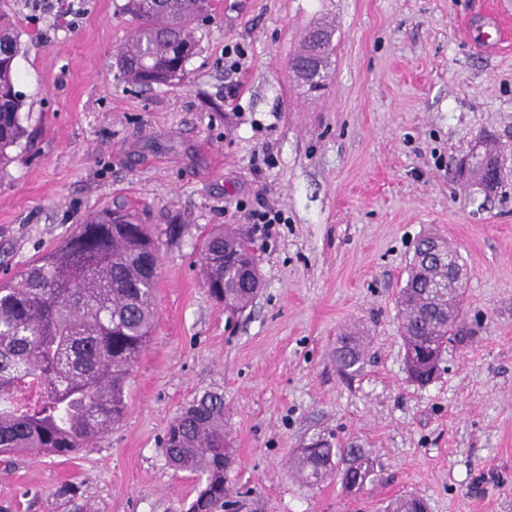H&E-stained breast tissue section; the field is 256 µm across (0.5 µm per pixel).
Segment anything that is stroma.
Wrapping results in <instances>:
<instances>
[{
	"label": "stroma",
	"instance_id": "stroma-1",
	"mask_svg": "<svg viewBox=\"0 0 512 512\" xmlns=\"http://www.w3.org/2000/svg\"><path fill=\"white\" fill-rule=\"evenodd\" d=\"M0 0L12 15L33 147L0 164V274L22 271L95 211L124 206L160 238L153 335L123 419L69 458L0 463L9 512H185L198 490L161 452L194 399L224 398L245 512H512V0H211L177 83L142 89L115 54L123 0ZM332 32L330 79L289 67L306 33ZM243 71L226 73L230 48ZM492 152L501 188L473 185ZM280 213L260 231V200ZM223 224L255 242L262 285L231 318L203 284L200 246ZM452 241L470 277L458 342L410 381L397 301L415 242ZM366 333L358 372L336 339ZM362 449L376 481L345 495L290 474L318 436ZM72 485L75 495L57 491Z\"/></svg>",
	"mask_w": 512,
	"mask_h": 512
}]
</instances>
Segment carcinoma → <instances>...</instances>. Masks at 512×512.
<instances>
[{
	"instance_id": "carcinoma-1",
	"label": "carcinoma",
	"mask_w": 512,
	"mask_h": 512,
	"mask_svg": "<svg viewBox=\"0 0 512 512\" xmlns=\"http://www.w3.org/2000/svg\"><path fill=\"white\" fill-rule=\"evenodd\" d=\"M210 0H124L133 22L116 53L133 84H168L187 75L196 28ZM21 41L0 12V163L8 150L30 143L15 61ZM250 242L234 229L214 228L202 246L205 285L231 314L246 309L256 288L245 278ZM158 250L154 234L131 213L103 211L37 258L13 282L0 284V457H68L88 447L126 409V384L156 319ZM410 268L399 295V327L414 354L409 377L430 382L462 315V298L438 294L427 303ZM364 336L346 333L336 346L343 372L362 360ZM168 462L197 475L200 489L186 512H223L231 495L224 472L233 449L224 428V398L204 394L171 422L161 444ZM348 464L343 486L363 491L373 465L355 448H301L291 470L317 486Z\"/></svg>"
}]
</instances>
